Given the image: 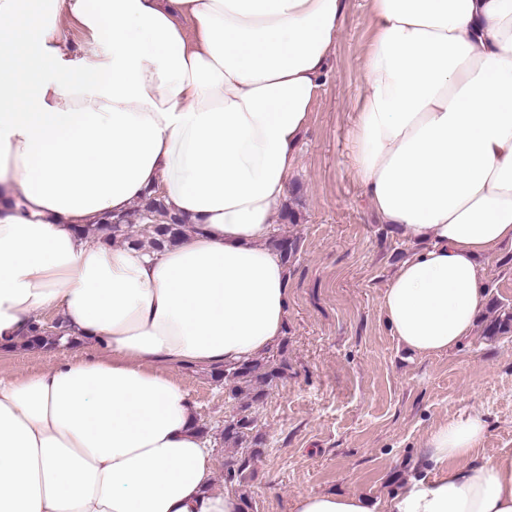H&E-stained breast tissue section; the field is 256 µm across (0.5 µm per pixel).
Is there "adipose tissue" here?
Segmentation results:
<instances>
[{"label":"adipose tissue","mask_w":512,"mask_h":512,"mask_svg":"<svg viewBox=\"0 0 512 512\" xmlns=\"http://www.w3.org/2000/svg\"><path fill=\"white\" fill-rule=\"evenodd\" d=\"M371 39L351 166L380 223L419 244L381 309L420 355L459 347L486 305L480 263L512 244V0H366ZM344 0H0V356L42 312L94 342L0 376V512H243L215 491L175 365L264 354L284 333L267 247ZM72 28L92 45L72 51ZM189 228L149 253L77 233L147 192ZM486 428L430 433L427 476L388 512H512V456ZM291 512H376L302 493Z\"/></svg>","instance_id":"1"}]
</instances>
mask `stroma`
<instances>
[{
  "mask_svg": "<svg viewBox=\"0 0 512 512\" xmlns=\"http://www.w3.org/2000/svg\"><path fill=\"white\" fill-rule=\"evenodd\" d=\"M370 39L363 0H346L286 198L298 221L274 220L275 236L297 239L299 251L286 267L288 369L252 408L263 443L245 487L233 489L248 495L251 512H291L303 492L355 493L387 512L407 477L427 472L430 431L471 411L487 424L476 459L512 455V335H485L491 309L460 347L426 356L407 352L382 314L381 293L414 245L377 222L352 172V112ZM483 271L489 301L512 308V247ZM97 354L89 344L19 346L0 359V375L28 376ZM171 373L197 405L214 444L213 487L224 490V464L237 450L222 431L236 404L213 369L181 365Z\"/></svg>",
  "mask_w": 512,
  "mask_h": 512,
  "instance_id": "1",
  "label": "stroma"
}]
</instances>
